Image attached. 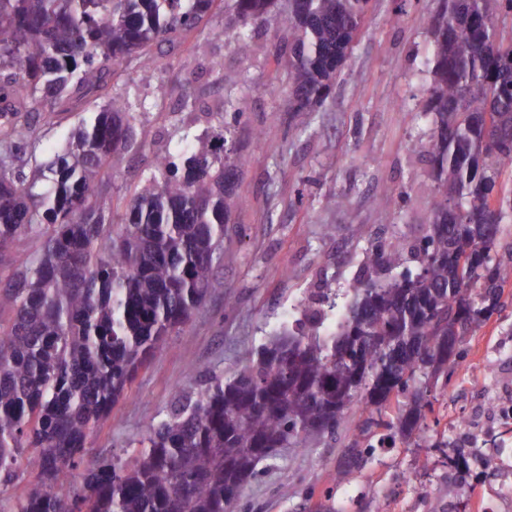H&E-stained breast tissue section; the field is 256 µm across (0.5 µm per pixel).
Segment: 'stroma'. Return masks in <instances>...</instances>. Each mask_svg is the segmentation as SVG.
<instances>
[{"label": "stroma", "mask_w": 512, "mask_h": 512, "mask_svg": "<svg viewBox=\"0 0 512 512\" xmlns=\"http://www.w3.org/2000/svg\"><path fill=\"white\" fill-rule=\"evenodd\" d=\"M438 0H370L351 53L323 104L301 113L290 129L281 78L288 32L276 22L258 28V51L234 52L224 32V0L177 46L154 47L156 68L131 59L116 67L114 88L136 84L154 103L110 160L99 202L122 217L157 154L175 152L177 128L195 127L212 149L242 157L233 211L216 282L164 352L141 367L89 440L93 457L123 455L178 399L212 377L231 378L268 336L295 328L330 301L346 307L366 278V248L400 238L402 266L418 264L412 247L427 233L434 191L432 165L411 141L427 127L423 74ZM248 72L241 117H213L224 97L212 67ZM197 101L182 112L184 95ZM85 111L51 112L38 105L25 119L39 160L62 153ZM504 306L466 336L448 386L438 387L431 442H396L345 481L336 470L358 420L350 411L335 434L307 448H280L243 486L235 512H475L478 499L498 498L512 512V422L495 410L512 400V281ZM495 459L488 475L451 478L439 441Z\"/></svg>", "instance_id": "35a3bbf8"}]
</instances>
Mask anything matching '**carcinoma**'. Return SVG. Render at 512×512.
Here are the masks:
<instances>
[{
  "mask_svg": "<svg viewBox=\"0 0 512 512\" xmlns=\"http://www.w3.org/2000/svg\"><path fill=\"white\" fill-rule=\"evenodd\" d=\"M369 2L288 0L276 14L288 30L290 111L325 100ZM213 3L0 0V487L17 479L22 459L37 471L10 512H231L275 449L305 448L357 409V434L336 471L342 479L372 457L379 428L407 442L426 438L433 403L418 395L403 408L400 396L429 375L448 376L467 333L502 307L512 250L506 259L494 253L512 212V182L503 179L512 176V40L500 37L498 22L512 16V0H440L426 62L432 129L414 140L435 163L416 253L424 280L415 288L398 280L378 288L373 276L359 282L326 335L268 339L233 378L183 395L133 457L85 463L94 429L211 288L224 225L241 205L240 162L215 155L186 126L179 154L157 156L124 222L114 224L96 203L103 168L131 122L152 108L148 97L135 85L117 90L47 162L18 156L31 129L17 116L38 102L68 112L126 60L153 64L151 48L180 43ZM274 4L224 0L234 50L254 51L255 28ZM214 76L226 93L211 114L241 113L237 90L249 75L219 67ZM32 234L40 253L5 261ZM404 250L400 240L372 247L364 264L394 266ZM82 465L81 483L60 495ZM448 468L470 476L460 452Z\"/></svg>",
  "mask_w": 512,
  "mask_h": 512,
  "instance_id": "cac0c4a2",
  "label": "carcinoma"
}]
</instances>
